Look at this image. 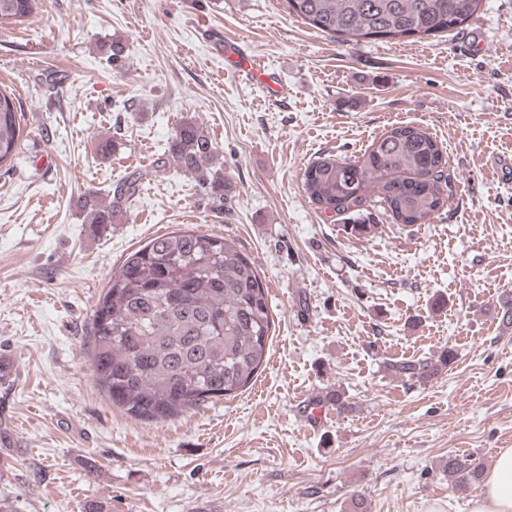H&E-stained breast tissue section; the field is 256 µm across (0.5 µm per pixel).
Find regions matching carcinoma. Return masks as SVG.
Wrapping results in <instances>:
<instances>
[{
	"label": "carcinoma",
	"instance_id": "cac0c4a2",
	"mask_svg": "<svg viewBox=\"0 0 512 512\" xmlns=\"http://www.w3.org/2000/svg\"><path fill=\"white\" fill-rule=\"evenodd\" d=\"M482 0H286L290 14L344 42L436 36L463 29ZM36 0H0V29L24 22ZM23 113L13 93L0 90V167L15 158ZM175 163L196 175L213 207L224 209V168L217 147L193 118H183L160 169ZM447 160L437 143L412 125L392 127L362 159L331 157L311 163L304 189L319 208L336 214L380 208L396 224H425L453 194ZM134 172L110 198L80 201L83 223L94 230L114 223L139 182ZM273 319L255 267L228 239L191 230L158 236L129 254L93 309L91 366L99 391L128 416L160 423L249 386L267 355ZM453 348L438 360L388 363L395 374L428 381L455 362ZM457 491L480 486L482 469L448 457Z\"/></svg>",
	"mask_w": 512,
	"mask_h": 512
}]
</instances>
